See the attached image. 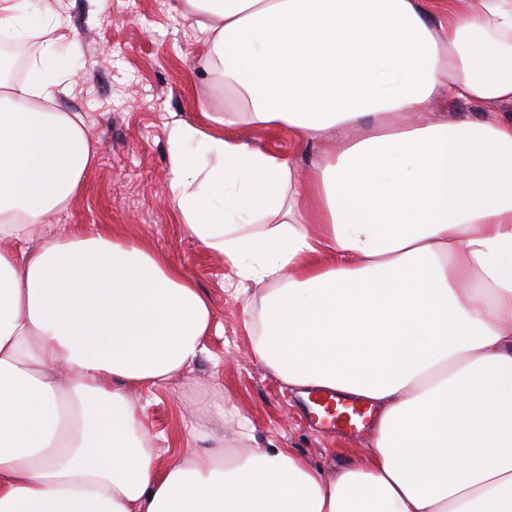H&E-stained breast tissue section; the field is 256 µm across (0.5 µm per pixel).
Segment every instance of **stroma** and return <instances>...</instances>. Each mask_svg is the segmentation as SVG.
I'll return each mask as SVG.
<instances>
[{
    "mask_svg": "<svg viewBox=\"0 0 512 512\" xmlns=\"http://www.w3.org/2000/svg\"><path fill=\"white\" fill-rule=\"evenodd\" d=\"M70 20L66 43L76 76L63 107L78 113L94 148L93 163L65 211L53 223L89 231L114 230L145 242L207 296L214 328L207 355L192 369L139 392L142 425L158 435L164 462L177 461L190 427L208 425L217 402L237 406L258 439L312 463L356 461L373 442L371 429L322 434L302 400L268 373L253 352L260 295L237 293L234 270L186 236L165 191L167 124L199 112H225L222 84L203 86L204 36L182 0H63ZM229 134L292 159L299 169L318 162L327 145L301 144L283 129L245 124Z\"/></svg>",
    "mask_w": 512,
    "mask_h": 512,
    "instance_id": "1",
    "label": "stroma"
}]
</instances>
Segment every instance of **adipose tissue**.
<instances>
[{
  "label": "adipose tissue",
  "instance_id": "1",
  "mask_svg": "<svg viewBox=\"0 0 512 512\" xmlns=\"http://www.w3.org/2000/svg\"><path fill=\"white\" fill-rule=\"evenodd\" d=\"M60 3L0 0L40 40L0 73V512H512V0H185L236 103L169 123L168 197L265 288L270 374L375 408L329 469L218 403L160 464L131 396L200 361L211 307L139 241L40 232L93 158ZM443 91L484 113L425 123ZM240 120L342 149L301 174Z\"/></svg>",
  "mask_w": 512,
  "mask_h": 512
}]
</instances>
